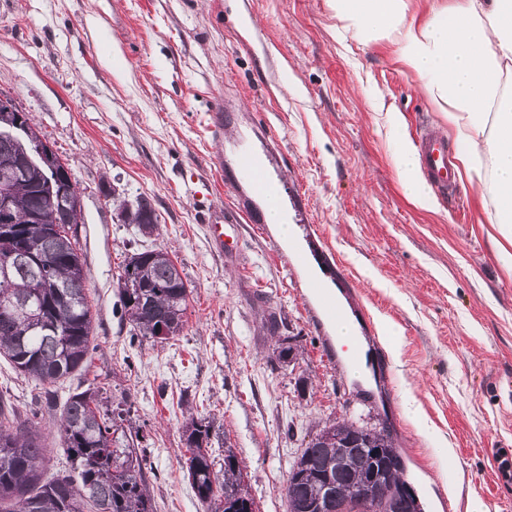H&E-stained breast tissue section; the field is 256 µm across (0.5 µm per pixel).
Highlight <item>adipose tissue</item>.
I'll return each instance as SVG.
<instances>
[{"label": "adipose tissue", "mask_w": 512, "mask_h": 512, "mask_svg": "<svg viewBox=\"0 0 512 512\" xmlns=\"http://www.w3.org/2000/svg\"><path fill=\"white\" fill-rule=\"evenodd\" d=\"M343 34L387 42L448 121L458 171L477 187L488 219L512 242V0H453L418 20L412 0H328ZM394 148L402 187L417 207L437 202L420 170L403 116L372 102Z\"/></svg>", "instance_id": "adipose-tissue-1"}]
</instances>
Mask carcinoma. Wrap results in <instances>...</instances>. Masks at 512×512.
<instances>
[{
	"label": "carcinoma",
	"mask_w": 512,
	"mask_h": 512,
	"mask_svg": "<svg viewBox=\"0 0 512 512\" xmlns=\"http://www.w3.org/2000/svg\"><path fill=\"white\" fill-rule=\"evenodd\" d=\"M32 139L0 135V162L31 150ZM64 173L34 169L12 185L14 218L24 239L0 237V258L10 257L9 276L0 278V357L45 390L88 364L92 314L84 254L77 228L83 213L71 202ZM142 235L158 230L150 200L139 197L118 204ZM117 288L134 336L166 341L180 335L190 289L177 262L163 249L135 252L121 267ZM130 409L104 407L101 389L70 395L60 433L73 473L42 480L48 448L28 423L5 414L0 396V512H154L145 470L146 449L134 443L122 423ZM221 425L211 415L189 413L182 438L189 457L187 473L207 512H255L242 486L243 467L231 446L215 469L213 441ZM384 449L389 465L374 492L377 512H422L404 491L405 461L390 433L348 420L325 423L293 461L284 487L286 512H352L350 488L377 463L373 451Z\"/></svg>",
	"instance_id": "carcinoma-1"
}]
</instances>
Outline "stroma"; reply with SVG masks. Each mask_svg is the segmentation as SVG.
<instances>
[{"instance_id": "obj_1", "label": "stroma", "mask_w": 512, "mask_h": 512, "mask_svg": "<svg viewBox=\"0 0 512 512\" xmlns=\"http://www.w3.org/2000/svg\"><path fill=\"white\" fill-rule=\"evenodd\" d=\"M1 93L64 160L83 205L89 371L56 384L48 409L0 360V395L49 450L45 478L69 466V394L98 386L131 405L154 512H206L186 477L191 411L222 423L258 512H286L295 456L342 416L388 427L424 512H512V269L498 260L512 244L466 179L434 211L407 198L370 99L402 112L412 141L448 122L393 46L341 36L327 0H0ZM228 103L235 118L212 136L207 117ZM266 134L297 232L284 251L316 238L333 251L326 280L366 350L365 380L312 316L307 266L286 273L277 230L244 221L262 200L221 177ZM141 195L159 216L151 236L116 214L115 198ZM219 210L240 218L227 252L205 229ZM160 248L191 289L183 332L163 343L131 337L115 288L127 256ZM281 335L297 360L272 362Z\"/></svg>"}]
</instances>
